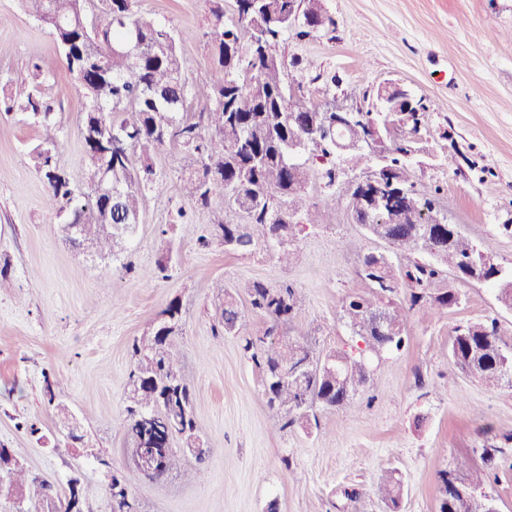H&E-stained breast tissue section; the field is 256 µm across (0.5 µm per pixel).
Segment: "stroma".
<instances>
[{"label":"stroma","mask_w":512,"mask_h":512,"mask_svg":"<svg viewBox=\"0 0 512 512\" xmlns=\"http://www.w3.org/2000/svg\"><path fill=\"white\" fill-rule=\"evenodd\" d=\"M233 17L234 0H137L175 33L187 89L215 80L220 69L207 36L212 5ZM334 28L306 37L288 32L277 51L299 58L288 86L307 99H340L369 107L370 95L399 84L428 107L414 157L419 183L439 188L449 223L493 260L512 263V0H323ZM41 73H34L33 64ZM39 85L59 129L58 165L82 184L86 161L79 134L81 97L48 26L25 15L19 0H0V99L15 87ZM39 129L20 111L0 113V446L54 486L80 474L85 512H112L95 461L66 440L43 401L45 376L63 381L59 394L102 457L115 470L132 464L121 421L133 365L130 346L182 306L176 342L194 385L203 460L188 457L192 478L170 473L141 479L132 493L139 512H386L378 495L385 476L399 478V512H438L437 473L486 442L504 446L476 498L491 497L512 512V386H484L463 373L447 345L456 326L496 320L512 347V309L489 284H441L458 304L409 314L403 350L371 361L366 390L335 410H317L316 424L279 430L262 395L260 375L240 341L260 336L262 316H250L241 336L222 334L209 283L223 279L240 304L261 281L291 286L303 305L281 336L311 341L316 350L347 349L355 339L339 319L346 297L363 281L358 252L404 259L389 244L339 211L331 224L295 227L292 264L256 238L245 252H228L214 230L216 217L233 224L222 193L208 207L181 193L190 159L169 143L153 159L155 175L127 250L108 263L75 249L62 232L68 213L45 207V184L32 150ZM457 153L458 167L445 162ZM108 279H100L101 269ZM38 434H31V427Z\"/></svg>","instance_id":"1"}]
</instances>
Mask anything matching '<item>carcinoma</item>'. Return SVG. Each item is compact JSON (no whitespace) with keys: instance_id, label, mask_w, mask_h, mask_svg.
Wrapping results in <instances>:
<instances>
[{"instance_id":"1","label":"carcinoma","mask_w":512,"mask_h":512,"mask_svg":"<svg viewBox=\"0 0 512 512\" xmlns=\"http://www.w3.org/2000/svg\"><path fill=\"white\" fill-rule=\"evenodd\" d=\"M27 15L52 28L59 45L73 43L75 57L62 52L68 73H74L73 60H79L85 82L77 85L84 98L82 126L102 139L112 136L110 154L87 137L82 138L88 162L85 191L78 192L68 173L56 162L60 141L51 108L40 92L22 89L8 102L0 101V110H19L35 116L41 129V143L33 157L35 167L46 186V204L61 213L76 201L72 222L78 224L85 247L101 256L118 257L126 249V222L137 220L142 186L132 173L133 157H138L145 173H153L152 156L167 142H178L194 157V168L182 187L189 201L207 206L211 196L224 192L229 209L243 215L262 237L279 246L277 258L292 263L296 253L283 239L291 237L295 215L305 224H322L344 208L361 222L371 235L379 225L388 228L390 244L405 253L424 250L419 225L402 221L409 210H431L437 206L435 191L416 181L410 162L417 135L425 123L427 107L411 98L394 113L382 129L386 162L382 168L392 172L398 195L379 216L365 213L363 196L356 192L338 193L336 179V113L322 112L320 106L306 100L301 91L285 87L286 61L276 46L288 33V17L304 8L313 17V25L328 30L334 20L323 7V0H235L236 14L242 21H224L220 7L212 9L209 38L220 67V76L197 87L194 97L211 103L198 120L182 117L187 89L181 81V58L173 30L136 8V0H22ZM305 139L309 158L319 159L323 167L318 176L325 185L321 197L306 205V191L312 174L307 162L291 150L295 140ZM112 182L120 194L107 204L100 194L102 184ZM112 225L108 233L104 225ZM222 238L230 239V250L242 251L253 243L252 232L240 224L215 222ZM475 243L455 233L432 254L434 262H413L397 271L391 264L376 267L371 253L360 255L362 279L367 288L348 296L341 306L342 319L362 347L355 353L330 349L315 353L303 342L276 341V329L292 320L302 306L301 295L290 286L271 288L254 282L247 288L248 305L216 280L209 288L221 299L218 323L223 332L237 335L251 314L261 315L269 327L261 336L243 337V349L262 377L266 405L281 414L284 430L318 409L343 406L370 381V359L400 350L406 342L408 312L427 304L429 308H448L457 303L456 293L436 287L440 267L466 278V269ZM496 278L497 299L512 308V266L491 265ZM393 282L380 288L377 280ZM405 283L409 292L396 303L389 295ZM170 318L156 324L147 335L131 345L133 367L127 382V406L123 428L132 443L135 464L121 474L112 475L107 485L112 512H124L133 484L148 477L136 464L141 454L155 456L161 475L180 468L192 441L200 438L193 406V388L174 343L182 331L179 303H169ZM385 316L394 339L388 343L373 328L375 315ZM482 331L474 332L466 324L455 328L448 343V354L464 373L488 386L504 384L497 363L512 360V348H506L498 335L496 321L482 322ZM305 365V378L289 383L279 378L285 359ZM180 435L186 447L175 448L173 437ZM481 452L483 466L466 459L461 462L465 477L439 472L436 486L439 512H482L481 502L463 497L454 487L460 483L477 487L485 482L496 454ZM0 474L5 478L0 496L18 492L21 505L42 502L48 512H71L67 488L58 490L40 480L15 457L0 454ZM389 509L399 507L402 485L391 478L378 489Z\"/></svg>"}]
</instances>
